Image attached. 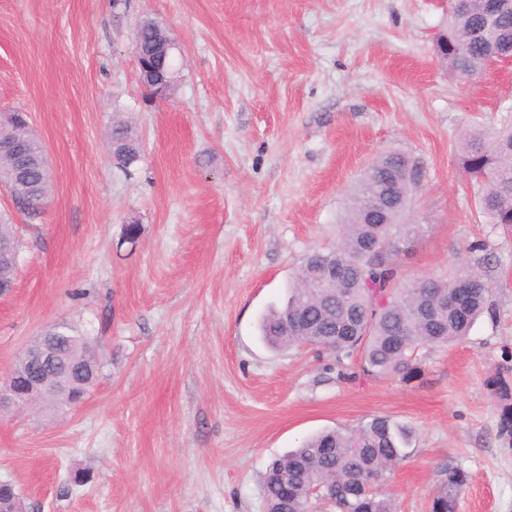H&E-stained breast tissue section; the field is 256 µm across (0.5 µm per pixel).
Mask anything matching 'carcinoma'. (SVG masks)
Listing matches in <instances>:
<instances>
[{
    "instance_id": "1",
    "label": "carcinoma",
    "mask_w": 512,
    "mask_h": 512,
    "mask_svg": "<svg viewBox=\"0 0 512 512\" xmlns=\"http://www.w3.org/2000/svg\"><path fill=\"white\" fill-rule=\"evenodd\" d=\"M159 24L142 21L134 33L141 55L159 41ZM440 63L455 77L468 81L484 71L491 59L512 57V0L494 17L484 2L471 8L449 5L447 26L435 38ZM113 162L127 169L141 158L139 137L124 123L110 132ZM461 170L474 190L479 213L489 224L512 227V117L497 128L473 127L463 137ZM420 169L411 157L389 151L366 168L348 196L336 245L310 250L303 258L296 283L285 304L263 318L260 330L278 350L312 347L344 368L359 363L362 375L397 378L404 383L422 375L420 352L463 340L486 308L490 288L482 273L461 268L475 281L463 304L448 311L459 274L449 278L423 276L400 279L397 258L417 237V227L404 223L410 194ZM29 181L37 184L41 200L49 188L42 169L34 164ZM339 278L332 288L318 284L328 267ZM300 317V326L285 330V316ZM69 339L62 345L60 366L53 375H69L75 346L88 341L77 327L66 325ZM491 386L500 402V433L512 439V384L497 377ZM415 429L388 416H374L350 433L324 431L274 460L263 477L266 512H394L393 496L376 490L347 497L357 482H385L411 454ZM468 475L446 465L432 500V512H456Z\"/></svg>"
}]
</instances>
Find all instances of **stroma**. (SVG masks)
<instances>
[{
	"label": "stroma",
	"instance_id": "1",
	"mask_svg": "<svg viewBox=\"0 0 512 512\" xmlns=\"http://www.w3.org/2000/svg\"><path fill=\"white\" fill-rule=\"evenodd\" d=\"M147 17L180 50L163 99L139 81ZM447 17L448 0H0V112L30 113L52 170L38 215L0 194L19 237L0 373L62 322L102 364L78 406L0 413V480L26 512H264L274 459L376 415L417 430L385 485L396 512H431L447 464L469 477L457 512H512L489 386L512 379V230L484 223L459 166L462 133L512 108V63L458 81L435 54ZM116 119L143 143L126 170ZM391 150L423 170L404 278L481 263L492 309L424 351L415 382L342 380L328 356L268 348L259 323Z\"/></svg>",
	"mask_w": 512,
	"mask_h": 512
}]
</instances>
